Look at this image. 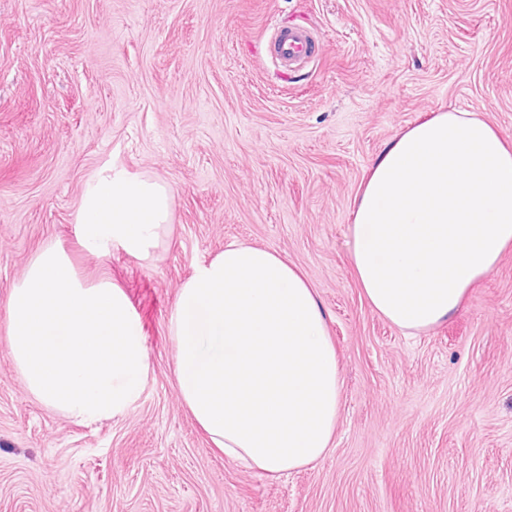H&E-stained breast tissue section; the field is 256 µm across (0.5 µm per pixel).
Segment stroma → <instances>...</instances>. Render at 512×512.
I'll use <instances>...</instances> for the list:
<instances>
[{"label": "stroma", "instance_id": "35a3bbf8", "mask_svg": "<svg viewBox=\"0 0 512 512\" xmlns=\"http://www.w3.org/2000/svg\"><path fill=\"white\" fill-rule=\"evenodd\" d=\"M295 23L322 50L289 70L267 39ZM448 108L512 136V0H0V512H512V251L419 336L350 260L369 167ZM108 163L171 188L152 263L77 242ZM231 242L306 277L338 352L332 446L279 477L224 457L177 389L169 317ZM49 243L131 302L149 370L125 413L44 406L8 359L9 292Z\"/></svg>", "mask_w": 512, "mask_h": 512}]
</instances>
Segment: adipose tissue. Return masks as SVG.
I'll return each mask as SVG.
<instances>
[{
    "label": "adipose tissue",
    "instance_id": "adipose-tissue-1",
    "mask_svg": "<svg viewBox=\"0 0 512 512\" xmlns=\"http://www.w3.org/2000/svg\"><path fill=\"white\" fill-rule=\"evenodd\" d=\"M172 200L165 182L105 165L84 185L76 234L92 256L153 261ZM349 234L371 308L408 334L432 330L512 249V137L471 112L410 125L369 168ZM169 334L179 395L227 457L280 476L325 455L342 379L324 314L294 266L227 244L182 285Z\"/></svg>",
    "mask_w": 512,
    "mask_h": 512
}]
</instances>
